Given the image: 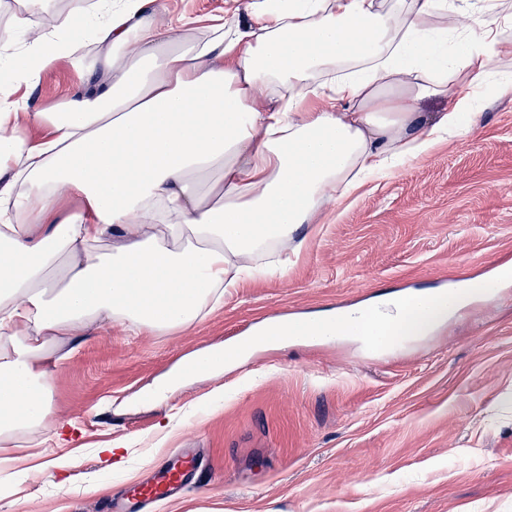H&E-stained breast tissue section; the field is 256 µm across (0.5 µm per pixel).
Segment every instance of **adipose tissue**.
<instances>
[{
	"label": "adipose tissue",
	"mask_w": 512,
	"mask_h": 512,
	"mask_svg": "<svg viewBox=\"0 0 512 512\" xmlns=\"http://www.w3.org/2000/svg\"><path fill=\"white\" fill-rule=\"evenodd\" d=\"M22 5L9 67L30 84L85 39L46 0ZM464 17L454 0H235L230 23L206 24L114 0L94 26L95 83L39 110L0 93V447L18 433L43 445L72 337L193 328L256 258L288 267L328 202L474 133V93L512 56V6ZM435 96L447 111L418 112ZM448 301L271 316L260 334L417 336Z\"/></svg>",
	"instance_id": "1"
}]
</instances>
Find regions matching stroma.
<instances>
[{
    "mask_svg": "<svg viewBox=\"0 0 512 512\" xmlns=\"http://www.w3.org/2000/svg\"><path fill=\"white\" fill-rule=\"evenodd\" d=\"M60 61L28 89L39 109L79 92ZM477 131L438 144L376 180L319 223L287 272L265 269L226 289L188 331L128 336L107 326L78 339L55 385L74 422L79 461L7 479L0 512H94L114 487L148 479L181 448H197L205 482L148 512H512V91L483 93ZM468 289L426 335L383 347L307 337L253 348L215 379L155 384L178 359L229 346L264 318L309 319ZM130 448L123 470L97 449Z\"/></svg>",
    "mask_w": 512,
    "mask_h": 512,
    "instance_id": "stroma-1",
    "label": "stroma"
}]
</instances>
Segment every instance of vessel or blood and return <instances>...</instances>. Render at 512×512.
<instances>
[{"label": "vessel or blood", "mask_w": 512, "mask_h": 512, "mask_svg": "<svg viewBox=\"0 0 512 512\" xmlns=\"http://www.w3.org/2000/svg\"><path fill=\"white\" fill-rule=\"evenodd\" d=\"M202 467L203 460L195 449H183L164 461L150 480L117 488L101 512H146L149 505L174 498L191 487Z\"/></svg>", "instance_id": "b4317fda"}]
</instances>
